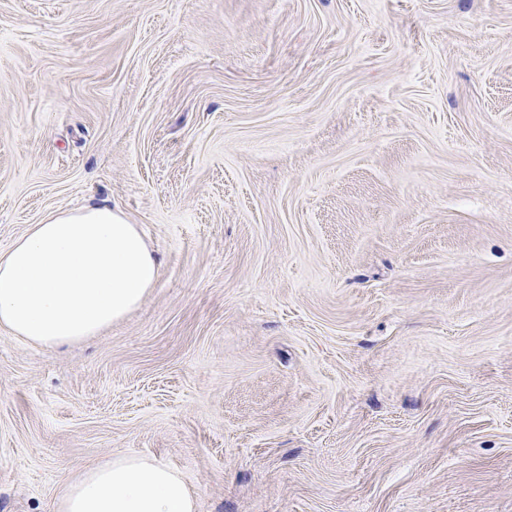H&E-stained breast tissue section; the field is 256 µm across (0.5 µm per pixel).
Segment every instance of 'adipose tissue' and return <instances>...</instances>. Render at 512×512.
Wrapping results in <instances>:
<instances>
[{
  "label": "adipose tissue",
  "instance_id": "ef3b65f1",
  "mask_svg": "<svg viewBox=\"0 0 512 512\" xmlns=\"http://www.w3.org/2000/svg\"><path fill=\"white\" fill-rule=\"evenodd\" d=\"M158 279L151 248L125 216L86 205L31 225L0 254V328L47 347L123 318ZM57 512H196L181 474L120 455L67 482Z\"/></svg>",
  "mask_w": 512,
  "mask_h": 512
}]
</instances>
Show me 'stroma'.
Masks as SVG:
<instances>
[{"label": "stroma", "mask_w": 512, "mask_h": 512, "mask_svg": "<svg viewBox=\"0 0 512 512\" xmlns=\"http://www.w3.org/2000/svg\"><path fill=\"white\" fill-rule=\"evenodd\" d=\"M88 203L158 280L0 328V512H512V0H0V253ZM57 512H196V503L166 463L120 455L68 481Z\"/></svg>", "instance_id": "1"}]
</instances>
